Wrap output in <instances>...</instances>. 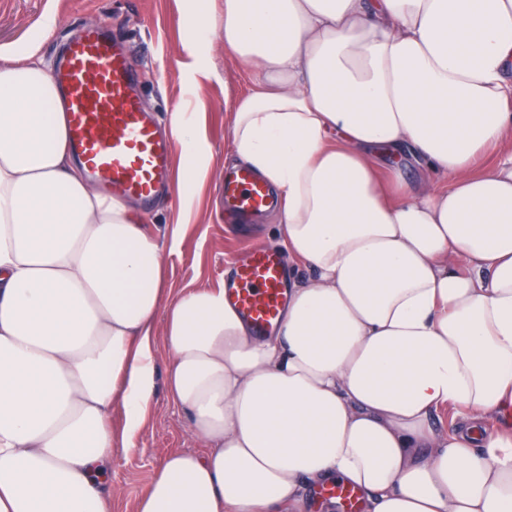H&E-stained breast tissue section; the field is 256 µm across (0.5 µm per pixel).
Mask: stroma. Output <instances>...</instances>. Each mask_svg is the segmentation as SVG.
Masks as SVG:
<instances>
[{
    "mask_svg": "<svg viewBox=\"0 0 512 512\" xmlns=\"http://www.w3.org/2000/svg\"><path fill=\"white\" fill-rule=\"evenodd\" d=\"M48 11L56 23L46 33L40 22ZM94 24L108 27L113 39L130 48L135 87L159 123H166L175 103L201 105L199 123L212 161L196 194L195 216L185 226L179 248L166 258L172 292L218 285L225 269L241 264L253 246L281 251L269 213L233 229L224 222L228 104L250 91L253 75L225 47L223 23L192 26L186 0H0V46L17 49L37 43L40 57L50 66L57 65L67 39ZM197 446L185 412L168 401L164 389H157L135 448L117 450L113 458L117 495L112 512H135L163 459Z\"/></svg>",
    "mask_w": 512,
    "mask_h": 512,
    "instance_id": "1",
    "label": "stroma"
}]
</instances>
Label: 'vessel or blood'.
Here are the masks:
<instances>
[{
    "label": "vessel or blood",
    "instance_id": "obj_1",
    "mask_svg": "<svg viewBox=\"0 0 512 512\" xmlns=\"http://www.w3.org/2000/svg\"><path fill=\"white\" fill-rule=\"evenodd\" d=\"M54 78L66 95L70 139L89 177L151 204L168 178L170 149L133 91L126 49L113 43L106 27H86L67 42ZM271 203L268 187L249 170L225 176L226 214L247 215ZM288 282L281 257L256 248L236 268L229 295L261 334L279 321Z\"/></svg>",
    "mask_w": 512,
    "mask_h": 512
}]
</instances>
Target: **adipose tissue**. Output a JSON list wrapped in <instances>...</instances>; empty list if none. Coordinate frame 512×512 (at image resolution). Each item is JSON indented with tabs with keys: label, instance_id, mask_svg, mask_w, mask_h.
Here are the masks:
<instances>
[{
	"label": "adipose tissue",
	"instance_id": "adipose-tissue-1",
	"mask_svg": "<svg viewBox=\"0 0 512 512\" xmlns=\"http://www.w3.org/2000/svg\"><path fill=\"white\" fill-rule=\"evenodd\" d=\"M223 19L258 74L232 157L316 272L265 336L222 288L165 297L210 169L194 113L168 116L158 237L86 180L36 48L0 47V512H112L161 343L200 446L136 512H297L327 483L364 512H512V149L472 171L512 138V0H224Z\"/></svg>",
	"mask_w": 512,
	"mask_h": 512
}]
</instances>
